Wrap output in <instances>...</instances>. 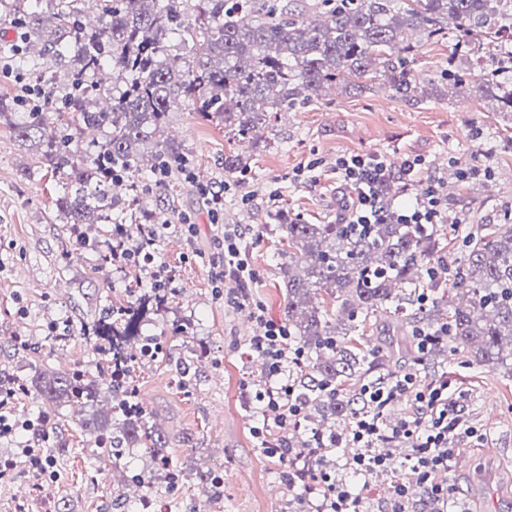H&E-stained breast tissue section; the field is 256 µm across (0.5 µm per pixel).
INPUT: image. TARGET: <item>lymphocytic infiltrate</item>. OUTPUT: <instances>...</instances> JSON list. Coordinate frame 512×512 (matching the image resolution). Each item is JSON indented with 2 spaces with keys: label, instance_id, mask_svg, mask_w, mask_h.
I'll list each match as a JSON object with an SVG mask.
<instances>
[{
  "label": "lymphocytic infiltrate",
  "instance_id": "f902f5d3",
  "mask_svg": "<svg viewBox=\"0 0 512 512\" xmlns=\"http://www.w3.org/2000/svg\"><path fill=\"white\" fill-rule=\"evenodd\" d=\"M336 172L349 195L343 205L341 218L345 224L377 223L384 211L381 188L391 178H398L404 186H412L416 175L426 169L424 159H406L399 171H392L378 154H355L337 157ZM445 202L443 185L435 176L427 178L425 190L417 194L407 206L396 210L400 224H436L441 218ZM249 226L238 224L224 231V264L216 273V283L235 278L241 287L224 296L230 307H242L250 296L242 284L254 276L242 243ZM253 315L259 327L251 340L254 351L263 354L268 373L265 393L259 399L267 406L280 409L284 423L300 425L303 404L294 397L293 385L282 382L286 365H301L302 354L288 342V330L279 323L266 319L262 306H255ZM364 411L349 425L347 441L357 454L349 462L358 474L378 470H394L395 464L386 451L397 443L407 442L411 452L404 464L416 477L414 485L395 483L388 502V512H409L413 500H420L423 512H450L447 481L450 445L453 441L476 437L477 429L465 417L456 397L450 391L447 378L427 379L414 372L396 376L386 384L363 386ZM409 398L414 406L411 416L385 423L384 412L401 398ZM297 478L307 492H321L318 512H363L362 500L344 485L333 482L329 474L309 477L306 470H298Z\"/></svg>",
  "mask_w": 512,
  "mask_h": 512
}]
</instances>
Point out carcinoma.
Here are the masks:
<instances>
[{"label":"carcinoma","instance_id":"cac0c4a2","mask_svg":"<svg viewBox=\"0 0 512 512\" xmlns=\"http://www.w3.org/2000/svg\"><path fill=\"white\" fill-rule=\"evenodd\" d=\"M36 2L0 0V23L17 24L26 34L14 63L22 72L45 74L38 107L0 95V117L12 116L19 146L34 149V165L50 169L62 184L58 217L79 227V245L98 254L95 272L101 275L112 269L116 249L153 252L171 223L169 185L152 193L168 214L157 217L142 204L137 178L163 160L187 156L181 144L157 138L181 101L224 126V136L237 145L224 154V172L240 173L246 170L242 150L261 139L273 117L322 100L332 85L361 91L380 80L402 100L421 101L411 67L418 49L407 40L414 31L427 42L453 34L450 60L476 51L495 61L477 82L466 81L450 63L444 80L451 90L512 112V0H317L311 20L288 4L194 0L192 21L179 0H94V24L85 21L86 0ZM175 39L190 47V57L178 52ZM75 57L83 68L73 73ZM89 129L105 132L92 153L84 147ZM402 192L389 182L382 187L387 209L377 224H310L286 210L273 215L287 243L280 253L284 320L292 346L303 352V366L290 367L289 380L308 421L349 423L363 409L362 386L392 379L393 373L380 372L382 357L396 352L392 338L365 339L382 313L399 329L405 322L427 330L448 325V336L437 337L422 355L413 343L404 345L418 371L435 369L431 356L446 346L469 365L512 374V224H475L450 238L437 224H397L392 207ZM97 222L117 224L121 232L101 241L87 231ZM323 294L336 312L314 305ZM175 299L173 288H149L109 302L90 319L66 323L51 337L62 348L76 337L93 345L109 364L105 381L81 366L49 374L29 337H14L30 374L8 379L0 392L13 394V403L35 394L44 413L67 407L76 415L102 394L111 407L110 418L94 424V444L107 441L100 453L118 462L127 450L142 448L169 480L182 478L183 469L168 455V437L134 384L136 371L159 355L157 338L141 327L164 319ZM190 336L187 326L173 336L181 341V352L171 358L180 385L204 355L189 344ZM34 436L51 456L66 447L48 416ZM334 447V428L315 431L312 440L294 431L281 452L304 459L311 471L330 472ZM280 481L288 495L281 512H298L296 484L286 472Z\"/></svg>","mask_w":512,"mask_h":512}]
</instances>
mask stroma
Returning a JSON list of instances; mask_svg holds the SVG:
<instances>
[{"label":"stroma","mask_w":512,"mask_h":512,"mask_svg":"<svg viewBox=\"0 0 512 512\" xmlns=\"http://www.w3.org/2000/svg\"><path fill=\"white\" fill-rule=\"evenodd\" d=\"M447 44L421 47L414 63L432 94L412 105L373 82L362 91L337 87L320 102L280 115L265 130L266 145L250 150L251 174L228 186L224 213L230 223L251 225L246 238L248 262L255 276L248 288L268 318H283L284 285L280 272L279 234L269 214L286 208L309 223L335 220L342 186L333 162L341 154L381 153L387 158L423 157L433 175L445 178L455 196L469 201L466 213L443 211L445 224H500L512 211V116L497 112L492 101L449 94L440 80L448 65ZM167 133H178L199 181L225 184L224 153L230 145L222 130L203 120L193 103L183 102L170 114ZM30 156L21 149L6 122H0V369L25 376L21 362L10 357L11 338L20 334L42 342L47 323L79 320L98 312L105 298H126L136 277L124 269L93 278L95 255L76 245L66 225L56 219L59 187L47 171L28 176ZM477 167L465 182L450 179L459 167ZM226 185V184H225ZM180 212L190 214L195 233L171 228L154 252L155 267L171 276L177 290L167 322L146 324L147 336L167 333L177 317L191 318L195 341L206 357L195 382L178 388L165 358L137 376L145 408L169 438V453L190 471L185 487L163 494V512H193L206 499L199 474L223 466L222 512H280L284 490L279 480L286 461L262 456L253 434L257 423L249 410L260 372L249 348L250 334L240 327L242 309L225 306L213 287L221 236L198 198L178 197ZM463 410L479 433L478 441L461 446L477 465L490 470L492 481L477 491L463 474L449 472L448 487L466 512H512V379L490 367L458 368ZM55 420L69 446L52 462L50 480L27 470L0 482V512H14L15 502L43 498L54 512H113L126 471L149 465L145 453L133 452L120 467L111 459H91L80 444L78 416L60 409ZM100 474L89 481L86 466Z\"/></svg>","instance_id":"stroma-1"}]
</instances>
